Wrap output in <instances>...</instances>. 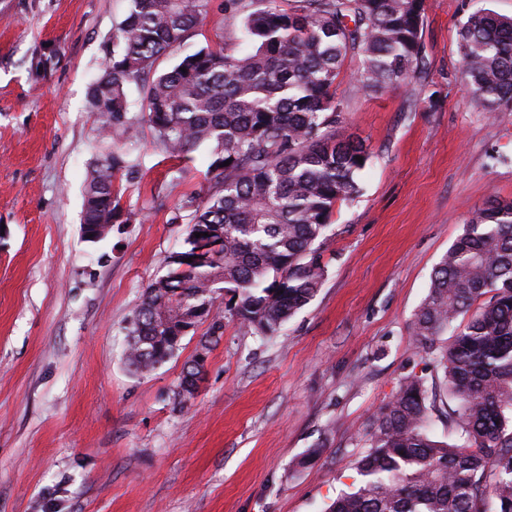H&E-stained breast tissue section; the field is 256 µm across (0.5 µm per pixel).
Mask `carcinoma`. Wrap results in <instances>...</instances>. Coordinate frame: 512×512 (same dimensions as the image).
Wrapping results in <instances>:
<instances>
[{
    "label": "carcinoma",
    "mask_w": 512,
    "mask_h": 512,
    "mask_svg": "<svg viewBox=\"0 0 512 512\" xmlns=\"http://www.w3.org/2000/svg\"><path fill=\"white\" fill-rule=\"evenodd\" d=\"M208 4L130 0L90 89L114 150L86 186L87 242L105 240L97 225L122 223L113 182L133 165L115 146L132 138L134 122L148 125L170 156L208 147V193L188 201L183 246L126 327V358L137 373L174 357L186 337L181 326L200 323L223 293L235 316L263 335L314 299L327 273L321 256L334 209L358 192L369 159L364 141L336 139L342 64L362 57L349 78L357 92L398 86L421 71L425 0H224L246 48L203 46L158 69L202 25ZM458 53L471 100L490 115L512 110V18L470 13L458 29ZM133 86L143 102L136 119ZM476 302L470 319L455 325ZM450 327L452 342L436 345ZM411 333L442 373L454 437L431 434L428 377L405 376L372 418L369 447L356 461L360 482L328 512H512V201L490 200L463 225ZM204 366L195 357L185 364L179 403L194 396L188 386Z\"/></svg>",
    "instance_id": "obj_1"
}]
</instances>
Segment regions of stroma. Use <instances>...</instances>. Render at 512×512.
Segmentation results:
<instances>
[{
    "label": "stroma",
    "mask_w": 512,
    "mask_h": 512,
    "mask_svg": "<svg viewBox=\"0 0 512 512\" xmlns=\"http://www.w3.org/2000/svg\"><path fill=\"white\" fill-rule=\"evenodd\" d=\"M128 0H0V512H326L357 483L369 420L427 360L410 334L432 273L488 199L512 200V112L470 100L457 29L512 0H426L424 67L376 93L336 86L338 137L365 141L361 190L338 205L314 300L271 337L224 324L193 398L174 394L208 326L146 375L125 326L205 197L207 147L167 159L147 125L121 145L133 219L84 241L101 142L88 91ZM224 0L189 49H237Z\"/></svg>",
    "instance_id": "1"
}]
</instances>
